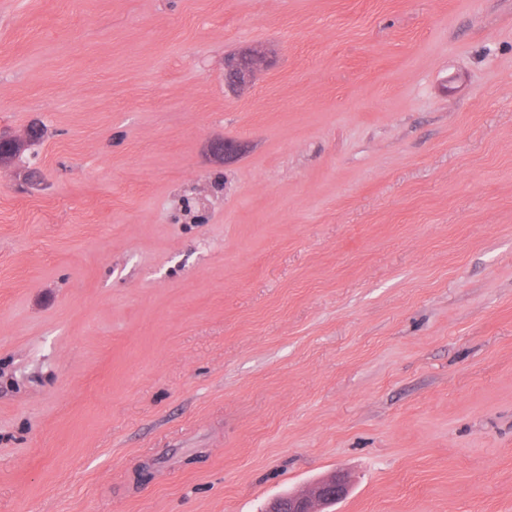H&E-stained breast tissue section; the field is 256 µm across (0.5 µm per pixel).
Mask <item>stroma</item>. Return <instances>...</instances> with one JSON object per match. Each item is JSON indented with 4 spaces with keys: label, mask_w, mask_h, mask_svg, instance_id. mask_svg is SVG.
<instances>
[{
    "label": "stroma",
    "mask_w": 512,
    "mask_h": 512,
    "mask_svg": "<svg viewBox=\"0 0 512 512\" xmlns=\"http://www.w3.org/2000/svg\"><path fill=\"white\" fill-rule=\"evenodd\" d=\"M34 124L0 512H512V0H0ZM260 65V59L252 54L245 53L233 56L227 62L226 75L233 82H241ZM313 494L293 495L288 502L273 499L266 512H324L334 501L347 494L346 482L339 473H332L315 484Z\"/></svg>",
    "instance_id": "1"
}]
</instances>
